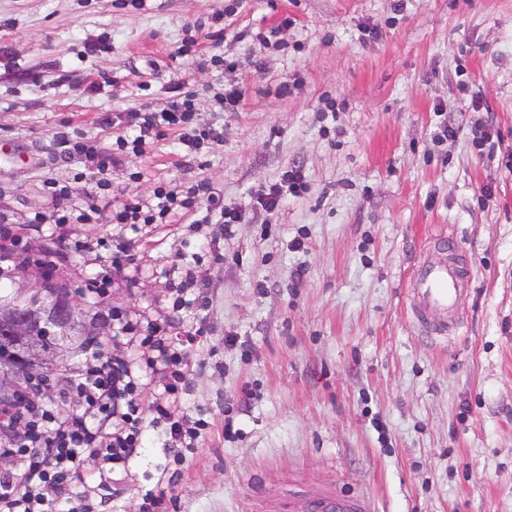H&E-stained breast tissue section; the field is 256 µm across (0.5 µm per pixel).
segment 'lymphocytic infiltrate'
I'll use <instances>...</instances> for the list:
<instances>
[{
  "mask_svg": "<svg viewBox=\"0 0 512 512\" xmlns=\"http://www.w3.org/2000/svg\"><path fill=\"white\" fill-rule=\"evenodd\" d=\"M195 94H177L159 111H132L131 121L136 135L131 144L143 151L149 138L171 131L187 154L199 153L203 145L223 143V130L199 129L195 123ZM83 143L71 146L69 155L80 162L75 181L84 198L91 200V214L106 216L119 224H166L177 211L198 215L201 223L216 222L224 226L238 223L241 214L224 207L205 181L187 190L158 188L155 202L145 207L139 202L108 200L96 205L99 189L105 187L104 175L121 162L117 152L85 154ZM118 332L138 334L140 344L150 346L155 355L144 368H137L133 354H112L108 343H101L93 361L74 381L80 396L79 408L61 413L46 408H23L27 418L23 438L0 453L16 456L26 462L18 473L0 475V512H51L43 490L55 487L65 495L67 512H91L83 499L68 497L69 485L84 456L95 457L103 466H123L137 457L143 447L148 426L167 425L171 436L169 453L182 456L185 439L194 437L181 412L180 394L188 378L187 355L174 345L167 324L153 320L134 327L130 320L118 318ZM155 379L159 390L150 414H143L135 397L142 380Z\"/></svg>",
  "mask_w": 512,
  "mask_h": 512,
  "instance_id": "lymphocytic-infiltrate-1",
  "label": "lymphocytic infiltrate"
}]
</instances>
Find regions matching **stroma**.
<instances>
[{
	"label": "stroma",
	"mask_w": 512,
	"mask_h": 512,
	"mask_svg": "<svg viewBox=\"0 0 512 512\" xmlns=\"http://www.w3.org/2000/svg\"><path fill=\"white\" fill-rule=\"evenodd\" d=\"M395 5L0 0V225L27 227L31 261L0 275V304L43 283L79 321L56 330L62 364L35 403L78 406L61 388L92 359L86 331L126 352L113 311L202 327L181 394L205 424L193 449L174 460L151 427L123 468L84 457L93 512H140L166 486L174 512H256L265 493L324 485L375 512H512V0ZM187 40L203 63L177 56ZM89 42L101 52L84 55ZM214 54L237 69L215 68ZM184 81L197 124L222 127L223 144L185 164L166 133L125 150L106 192L149 204L158 187L203 179L241 220L72 224L68 242L89 248L61 273L52 225L31 228L51 209L45 179L75 185L60 151L78 137L112 150L129 135L126 112L166 108ZM227 86L242 97L220 112L212 98ZM291 169L306 191L256 206L252 190ZM443 229L471 286L458 332L436 342L414 328L406 283L420 258H446L432 239ZM105 240L131 246L138 281L93 298L81 281L110 272ZM178 255L195 287L181 289ZM199 294L205 307H176Z\"/></svg>",
	"instance_id": "1"
}]
</instances>
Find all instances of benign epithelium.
Segmentation results:
<instances>
[{"mask_svg": "<svg viewBox=\"0 0 512 512\" xmlns=\"http://www.w3.org/2000/svg\"><path fill=\"white\" fill-rule=\"evenodd\" d=\"M56 326L40 308L0 306V399L15 394L22 378L58 366V351L48 345Z\"/></svg>", "mask_w": 512, "mask_h": 512, "instance_id": "benign-epithelium-1", "label": "benign epithelium"}]
</instances>
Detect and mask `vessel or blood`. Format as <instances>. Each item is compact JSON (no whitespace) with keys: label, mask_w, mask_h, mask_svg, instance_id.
Wrapping results in <instances>:
<instances>
[{"label":"vessel or blood","mask_w":512,"mask_h":512,"mask_svg":"<svg viewBox=\"0 0 512 512\" xmlns=\"http://www.w3.org/2000/svg\"><path fill=\"white\" fill-rule=\"evenodd\" d=\"M470 276L456 257L446 261L423 260L412 268L407 297L413 321L432 338L447 337L459 322V312L469 290ZM278 512H371L366 499L330 488L313 491L305 497H288L277 504Z\"/></svg>","instance_id":"obj_1"}]
</instances>
